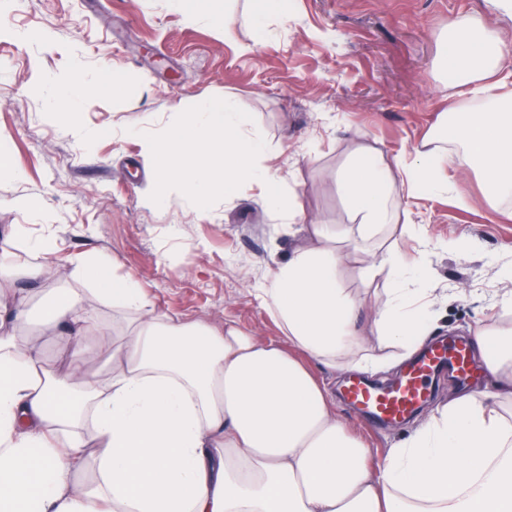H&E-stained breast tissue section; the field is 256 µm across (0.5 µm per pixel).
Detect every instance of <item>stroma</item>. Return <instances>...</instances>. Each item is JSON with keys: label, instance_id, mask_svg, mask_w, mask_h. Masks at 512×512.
Instances as JSON below:
<instances>
[{"label": "stroma", "instance_id": "stroma-1", "mask_svg": "<svg viewBox=\"0 0 512 512\" xmlns=\"http://www.w3.org/2000/svg\"><path fill=\"white\" fill-rule=\"evenodd\" d=\"M266 16L251 23L253 10ZM452 17H480L512 51V15L496 0H0V140L18 174L0 177V257L15 264H54L64 284L83 287L72 272L91 254L115 275L133 274L148 300L168 315L213 328L232 324L265 342L282 332L255 290L273 257L295 241L280 214L264 207L260 189L242 185L232 197L215 192L208 216L187 196L156 210L144 201L154 178L145 139H164L205 99L228 95L247 112L268 146L265 159L284 199L308 223L329 225L343 252L364 248L336 190V171L351 143L369 138L384 155L413 159L448 97L470 105V87L439 74L441 32ZM236 30L224 39L225 23ZM77 69L92 82L125 74L118 94L103 92L76 113L77 125L98 130L81 144L50 112L46 75ZM465 203L416 183L384 244L423 262L438 301L431 340L474 335L512 316L494 303L506 289L488 258L512 261V220L483 198L467 158L452 149ZM477 237L481 251H451L448 241ZM31 237L52 239V253L29 250ZM339 281L364 301L367 320L359 354L383 357L375 313L389 299L385 277L364 279L347 261ZM100 335L88 368L109 367L103 336L120 337L125 321L110 303L92 300ZM336 414L382 461L404 440L409 424L369 420L343 398L346 370L321 371Z\"/></svg>", "mask_w": 512, "mask_h": 512}]
</instances>
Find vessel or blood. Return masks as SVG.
I'll use <instances>...</instances> for the list:
<instances>
[{"instance_id": "1", "label": "vessel or blood", "mask_w": 512, "mask_h": 512, "mask_svg": "<svg viewBox=\"0 0 512 512\" xmlns=\"http://www.w3.org/2000/svg\"><path fill=\"white\" fill-rule=\"evenodd\" d=\"M446 363L460 371L472 369L467 342L459 341L449 347L433 344L410 362L397 383L389 388L380 389L359 378L348 379L344 396L370 419L385 424L398 423L426 394L434 371Z\"/></svg>"}]
</instances>
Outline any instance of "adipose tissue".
Segmentation results:
<instances>
[{
	"instance_id": "ef3b65f1",
	"label": "adipose tissue",
	"mask_w": 512,
	"mask_h": 512,
	"mask_svg": "<svg viewBox=\"0 0 512 512\" xmlns=\"http://www.w3.org/2000/svg\"><path fill=\"white\" fill-rule=\"evenodd\" d=\"M444 41L438 69L474 85L479 100L467 108L448 102L413 161L352 143L336 186L361 239L397 222L413 189L407 173L437 193L455 192L452 143L490 199H512L506 52L478 18L449 20ZM102 89L59 76L48 106L71 116ZM147 153L155 173L148 206H169L175 180L201 208L215 185L230 195L243 183L263 187L265 207L283 208L275 173L260 163L268 149L232 97L201 101ZM286 211L289 223L302 221L299 209ZM311 235L256 293L279 322L280 345L233 325L217 332L164 315L133 275L116 278L98 260L78 259L74 273L90 288L61 286L38 305L41 325L57 329L70 356L59 374L40 371L39 344L13 301L18 281L43 285L55 269L0 265V512H512V424L501 413L512 402V338L478 332L479 351L496 347L486 391L456 394L371 471L367 448L337 418L314 367L346 359L372 371L382 363L349 359L360 308L338 279L344 255L322 225ZM354 260L391 282L377 323L391 361H403L417 350L410 338L424 329L423 300L433 290L396 248ZM93 296L132 316L105 379L84 366ZM88 467L91 482H77Z\"/></svg>"
}]
</instances>
